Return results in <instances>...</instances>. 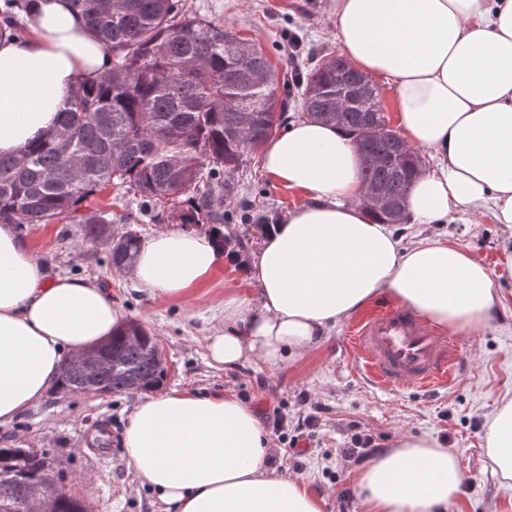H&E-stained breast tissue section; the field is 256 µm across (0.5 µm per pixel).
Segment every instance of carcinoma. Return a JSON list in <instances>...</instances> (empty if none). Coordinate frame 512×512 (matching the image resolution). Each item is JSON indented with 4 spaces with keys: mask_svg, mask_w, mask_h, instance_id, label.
<instances>
[{
    "mask_svg": "<svg viewBox=\"0 0 512 512\" xmlns=\"http://www.w3.org/2000/svg\"><path fill=\"white\" fill-rule=\"evenodd\" d=\"M28 0H3L0 38H21ZM86 26L112 55L111 67L72 91L61 124L40 144L15 158L0 156V224L22 227L67 219L81 225L83 243L100 242V225L112 223L92 207L114 184L148 205L164 203L186 226L208 224L222 242L224 229L241 222L261 233L273 225L268 211L248 201L236 213L224 198L238 193L235 174L247 152L288 125L290 84L303 88L305 111L327 117L378 159L362 167V184L404 201L418 167L399 137L381 129L386 117L379 91L345 59L334 57L301 76L278 79L265 54L205 16L184 9L183 0H73ZM356 97L338 112L336 85ZM140 243L126 231L108 248L112 268H129ZM138 343L127 330L111 338L114 364L99 377L104 394L147 389L166 370L153 359L157 338L139 324ZM51 459L46 450L21 462L16 449L0 448V473L21 467L17 483L26 495L42 482Z\"/></svg>",
    "mask_w": 512,
    "mask_h": 512,
    "instance_id": "carcinoma-1",
    "label": "carcinoma"
}]
</instances>
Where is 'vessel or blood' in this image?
Wrapping results in <instances>:
<instances>
[{
	"label": "vessel or blood",
	"mask_w": 512,
	"mask_h": 512,
	"mask_svg": "<svg viewBox=\"0 0 512 512\" xmlns=\"http://www.w3.org/2000/svg\"><path fill=\"white\" fill-rule=\"evenodd\" d=\"M352 343L368 376L388 389H423L452 381L462 361L456 339L436 334L403 307L359 322Z\"/></svg>",
	"instance_id": "1"
}]
</instances>
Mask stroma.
I'll use <instances>...</instances> for the list:
<instances>
[{"label":"stroma","mask_w":512,"mask_h":512,"mask_svg":"<svg viewBox=\"0 0 512 512\" xmlns=\"http://www.w3.org/2000/svg\"><path fill=\"white\" fill-rule=\"evenodd\" d=\"M185 6L262 50L276 69L293 39L300 43L295 63L301 67L310 50L338 52L331 0H185ZM238 179V200L262 189L266 209L278 218L301 199L264 173L257 152L245 158ZM94 206L110 213L118 233L131 228L144 238L174 224L169 211L146 207L114 185L97 195ZM395 232L405 246L431 236L467 248L487 265L504 298L489 325L471 336L458 335L463 362L452 384L399 391L373 384L350 342V317L301 359L271 369L254 362L233 370L212 366L204 338L224 307L223 272L189 301L159 300L135 289L125 273L114 272L104 247L82 245L80 225L28 224L18 234L49 274L98 278L132 321L155 334L167 361L164 387L231 393L252 406L275 448L269 468L301 479L323 499V512H361L354 480L361 464L344 454L354 437H369L384 453L402 435L429 437L461 461L467 478L448 512H512V481L492 471L483 441L486 419L502 398L512 397V228L487 214L475 224H399ZM139 398L136 392L50 390L0 428V448L49 450L71 495L89 512H162L126 461L123 435Z\"/></svg>","instance_id":"1"}]
</instances>
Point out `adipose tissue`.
Listing matches in <instances>:
<instances>
[{
	"label": "adipose tissue",
	"instance_id": "adipose-tissue-1",
	"mask_svg": "<svg viewBox=\"0 0 512 512\" xmlns=\"http://www.w3.org/2000/svg\"><path fill=\"white\" fill-rule=\"evenodd\" d=\"M340 51L393 89L405 140L426 152L406 203L432 224L490 210L512 228V0H334ZM28 35L0 41V156L41 141L83 78L109 57L71 0H34ZM352 135L294 119L262 151L265 174L302 196L265 235L244 272L224 281V322L206 355L231 370L306 355L343 318L390 293L442 329L475 332L502 305L469 250L432 238L402 246L360 205ZM233 261L208 236L164 229L140 246L130 282L183 300ZM128 314L90 277L48 275L28 243L0 225V427L58 384L66 359L126 327ZM492 469L512 480V398L484 425ZM123 445L165 512H322L296 477L269 470L273 445L234 395L158 389L134 407ZM465 479L458 457L426 437L399 438L359 471L363 512H448Z\"/></svg>",
	"mask_w": 512,
	"mask_h": 512
}]
</instances>
